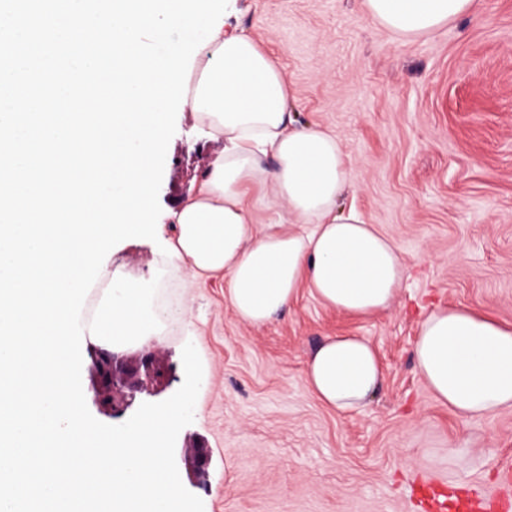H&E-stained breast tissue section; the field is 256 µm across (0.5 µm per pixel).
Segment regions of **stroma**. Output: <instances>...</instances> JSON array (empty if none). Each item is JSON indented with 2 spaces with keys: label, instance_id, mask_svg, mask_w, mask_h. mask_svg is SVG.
I'll use <instances>...</instances> for the list:
<instances>
[{
  "label": "stroma",
  "instance_id": "1",
  "mask_svg": "<svg viewBox=\"0 0 512 512\" xmlns=\"http://www.w3.org/2000/svg\"><path fill=\"white\" fill-rule=\"evenodd\" d=\"M224 29L276 55L299 122L336 133L351 160L347 200L397 239L409 275L386 314H341L303 292L269 324L242 325L223 280L198 281L161 260L159 241L176 232L169 212L224 149L201 137L197 112L179 106L157 238L113 247L85 299L97 304L117 273L150 281L153 303L178 313L176 324L118 349L125 416L180 388L190 342L203 381L175 459L204 512H417L421 481L512 501L504 476L512 410L461 421L412 359L433 305L470 304L512 324V0H480L476 16L409 39L368 19L362 0H236ZM336 335L370 338L385 369L375 397L352 416L325 407L305 384L309 353ZM82 346L87 406L115 424L90 338ZM196 448L209 454L203 488L185 464Z\"/></svg>",
  "mask_w": 512,
  "mask_h": 512
}]
</instances>
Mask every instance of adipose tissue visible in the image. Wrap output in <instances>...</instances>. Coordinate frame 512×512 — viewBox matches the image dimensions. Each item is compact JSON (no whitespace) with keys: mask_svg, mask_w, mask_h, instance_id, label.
Masks as SVG:
<instances>
[{"mask_svg":"<svg viewBox=\"0 0 512 512\" xmlns=\"http://www.w3.org/2000/svg\"><path fill=\"white\" fill-rule=\"evenodd\" d=\"M478 0H363L374 21L414 38L475 15ZM295 91L277 59L253 37L218 34L195 59L187 101L205 136L223 139L195 195L172 213L178 233L165 262L192 278H223L237 320L260 326L297 298L300 288L336 311L371 315L394 308L408 265L393 237L356 207L341 208L349 160L339 138L300 124ZM272 167H265V160ZM284 203L287 221L259 222L255 195ZM149 283L114 278L89 335L123 347L169 320L148 306ZM414 367L436 399L468 420L512 409V326L472 306H434L419 324ZM370 339L333 336L308 356L305 383L326 407L351 414L384 380Z\"/></svg>","mask_w":512,"mask_h":512,"instance_id":"adipose-tissue-1","label":"adipose tissue"}]
</instances>
